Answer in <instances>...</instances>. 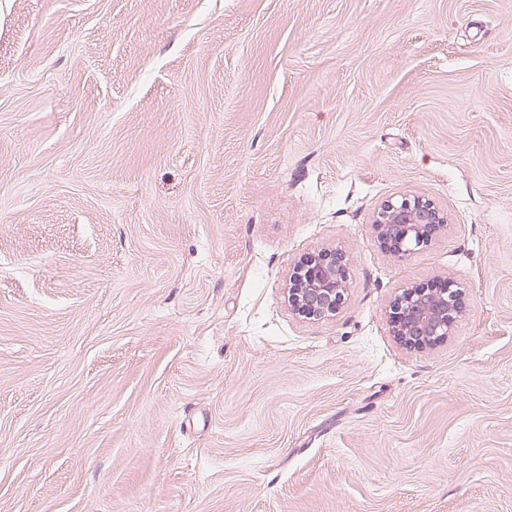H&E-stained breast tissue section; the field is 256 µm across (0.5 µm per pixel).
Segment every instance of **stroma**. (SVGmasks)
<instances>
[{"label":"stroma","instance_id":"stroma-1","mask_svg":"<svg viewBox=\"0 0 512 512\" xmlns=\"http://www.w3.org/2000/svg\"><path fill=\"white\" fill-rule=\"evenodd\" d=\"M0 512H512V0H0ZM447 223V217L430 200L399 196L381 204L372 226L380 247L403 257L426 247ZM348 290L341 259L319 251L301 255L288 273L284 300L296 313L320 320L336 315ZM465 289L452 281L427 288L409 287L390 305V333L410 349H427L451 335L462 312Z\"/></svg>","mask_w":512,"mask_h":512}]
</instances>
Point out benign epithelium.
<instances>
[{
    "instance_id": "obj_1",
    "label": "benign epithelium",
    "mask_w": 512,
    "mask_h": 512,
    "mask_svg": "<svg viewBox=\"0 0 512 512\" xmlns=\"http://www.w3.org/2000/svg\"><path fill=\"white\" fill-rule=\"evenodd\" d=\"M447 224V217L429 200L399 196L386 200L372 226L386 253L403 257L422 250ZM348 290L341 259L319 251L300 256L288 273L284 300L296 313L320 320L336 315ZM465 289L452 281L431 287L404 288L390 305V333L410 349H427L451 335L462 312Z\"/></svg>"
}]
</instances>
